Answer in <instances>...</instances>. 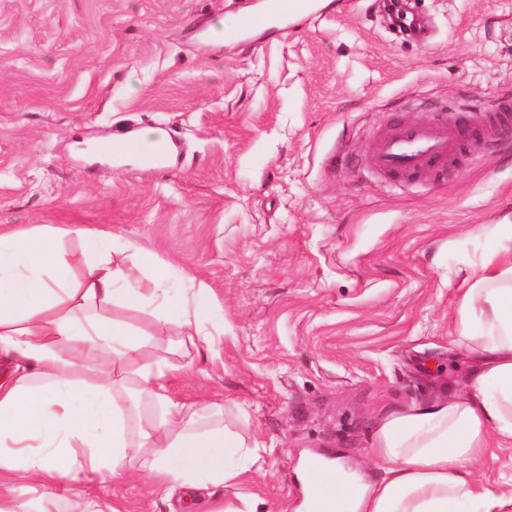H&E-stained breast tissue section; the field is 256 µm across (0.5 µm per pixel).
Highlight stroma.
Returning a JSON list of instances; mask_svg holds the SVG:
<instances>
[{
    "mask_svg": "<svg viewBox=\"0 0 512 512\" xmlns=\"http://www.w3.org/2000/svg\"><path fill=\"white\" fill-rule=\"evenodd\" d=\"M314 0L291 25L215 43L238 0H0V226L87 225L203 281L224 314L215 357L147 311L149 354L190 364L187 402L267 449L225 501L296 512L303 457L373 474L389 412L465 392L477 355L456 342L460 289L512 220V0ZM475 115L445 171L385 181L375 141L393 119ZM151 127L166 165L96 146ZM122 512H186L156 485H105Z\"/></svg>",
    "mask_w": 512,
    "mask_h": 512,
    "instance_id": "1",
    "label": "stroma"
}]
</instances>
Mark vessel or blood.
<instances>
[{
	"label": "vessel or blood",
	"mask_w": 512,
	"mask_h": 512,
	"mask_svg": "<svg viewBox=\"0 0 512 512\" xmlns=\"http://www.w3.org/2000/svg\"><path fill=\"white\" fill-rule=\"evenodd\" d=\"M296 17V0H272L268 9L254 10L233 15L223 31L213 32V39L221 35H232L237 31L255 30L266 27L272 19L289 23ZM470 123H398L376 141L372 160L377 173L388 177L396 174H413L435 166L446 165L450 156L469 141ZM105 146L112 155L141 154L147 157H161L169 150L168 140H160L147 146L115 133L106 140Z\"/></svg>",
	"instance_id": "vessel-or-blood-1"
}]
</instances>
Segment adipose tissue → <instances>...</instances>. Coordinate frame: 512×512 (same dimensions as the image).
Returning a JSON list of instances; mask_svg holds the SVG:
<instances>
[{"label":"adipose tissue","instance_id":"1","mask_svg":"<svg viewBox=\"0 0 512 512\" xmlns=\"http://www.w3.org/2000/svg\"><path fill=\"white\" fill-rule=\"evenodd\" d=\"M69 235L78 256L62 245ZM111 239L90 226L0 231V512H117L94 493L108 479L202 492L260 458L225 425L223 403L175 396L184 366L149 356L148 334L118 315L150 309L211 356L224 320L203 306L206 284L186 275L173 288L167 267L140 276L146 251ZM493 239L457 312L458 344L484 356L466 392L382 418L377 478L307 465L306 512H512V487L473 472L489 449L512 447V224Z\"/></svg>","mask_w":512,"mask_h":512}]
</instances>
